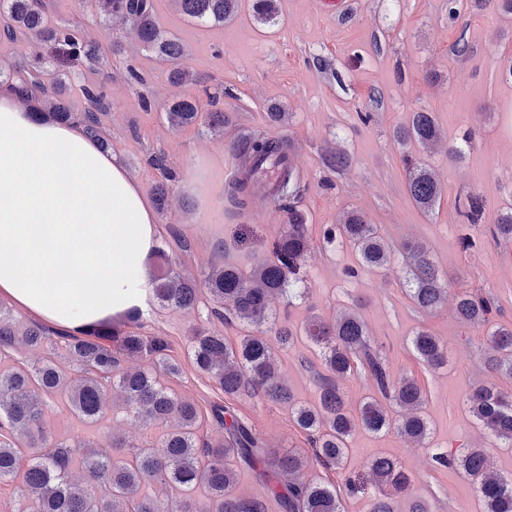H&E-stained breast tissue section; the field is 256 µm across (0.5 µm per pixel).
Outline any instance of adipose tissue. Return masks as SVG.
<instances>
[{
  "label": "adipose tissue",
  "mask_w": 512,
  "mask_h": 512,
  "mask_svg": "<svg viewBox=\"0 0 512 512\" xmlns=\"http://www.w3.org/2000/svg\"><path fill=\"white\" fill-rule=\"evenodd\" d=\"M153 203L124 164L0 85V302L74 333L154 304Z\"/></svg>",
  "instance_id": "ef3b65f1"
}]
</instances>
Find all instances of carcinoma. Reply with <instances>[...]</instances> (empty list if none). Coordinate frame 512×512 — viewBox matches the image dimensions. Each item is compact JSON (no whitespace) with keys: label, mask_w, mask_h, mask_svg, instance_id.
<instances>
[{"label":"carcinoma","mask_w":512,"mask_h":512,"mask_svg":"<svg viewBox=\"0 0 512 512\" xmlns=\"http://www.w3.org/2000/svg\"><path fill=\"white\" fill-rule=\"evenodd\" d=\"M181 12L204 25H219L235 18L240 0H176ZM94 14L105 20L120 15L131 25L133 37L145 48L172 64L167 78L173 85L194 81V75L180 65L184 46L174 34L162 29L155 15L154 0H85ZM52 0H0V38L16 43L32 37L55 46L61 60L94 64L105 60L99 45L69 25L50 22ZM253 16L267 27L280 22L278 0H253ZM71 81L68 72L56 71L51 61L36 57L0 66V83H14L22 100L34 102L44 115L55 120L73 119L65 91ZM88 107L79 123L83 132L107 150L100 116L110 104L96 85L82 86ZM217 94L208 95L209 109L193 97L173 102L165 118L173 128L202 124L211 130L224 129V111L214 107ZM442 131L431 112H413L394 130V140L402 147L417 145L428 150ZM246 171L231 183L227 201L242 211L252 202L251 172L271 156L288 161L269 201L288 214L274 240L270 257L257 262L248 272L224 262L211 267L199 281L180 276L175 260L166 252L153 262V289L161 307L193 310L200 294L213 303L211 313L246 329L236 344L222 334L196 327L188 352L193 368L207 377L234 401L246 396L288 407L291 424L305 434L311 450L281 454L266 446L261 435L228 406H213L214 420L224 437L211 441L203 427L197 405L165 387L155 370L178 376L181 366L171 361L170 341L161 334L144 336L137 331H121L103 323L77 337L64 330H50L27 324L0 310V351L19 346L50 344L61 351L37 363H0V484L19 481L17 512H267L266 498L247 497L238 491V475L247 466L273 499L279 512H344L342 493L353 494L358 485L346 481L341 490L332 483L308 480L304 472L312 465L326 470L341 468L349 455V440L358 429L375 434L395 431L405 440L425 444L430 433L424 413L425 390L417 377H395L379 353L367 325L356 309L342 311L332 323L310 320L302 332L276 330L281 348L291 346L302 335L317 351L323 370L310 361L302 366L314 371V399L299 401L281 376L278 356L267 333L274 325L270 300L293 292L304 282L301 270L311 254V234L305 214L295 205L300 185L289 145L281 139L261 134L243 137L236 144ZM152 165L164 172L153 194L160 211L167 210L171 185L163 155H155ZM408 196L422 212H432L442 199V185L432 168L417 154L404 152ZM350 164L341 150L324 156V165L340 173ZM484 212V200L468 194L460 214L476 225ZM494 240L512 242V208L501 212L489 226ZM323 242L337 241L348 246L357 266L345 268L350 277L358 269L387 270L395 251L378 225L370 224L355 210L346 211L338 223L323 229ZM403 281L407 297L417 307L434 311L448 302L451 280L441 275L430 251L418 240H408L401 248ZM457 318L484 331L483 343L489 351L488 365L501 379L512 382V322L494 319L497 305L493 297L477 291L454 293ZM411 346L419 363L439 369L448 363L440 342L429 331L415 332ZM129 359L142 366L125 368ZM372 382L371 394L359 404L348 403L338 384L358 373ZM119 389L125 413L148 425L175 426L162 433L157 446L139 448L127 455L114 444L115 452L87 451L85 438L51 439L43 430L46 401L64 397L74 414L87 424L104 421L108 388ZM466 406L486 432L490 445L463 448L458 454L432 455L433 466H454L473 484L483 512H512V476L496 475L487 469L488 447H512V389L495 383L479 384L466 397ZM367 481L375 488L369 512H398L397 495L406 492L410 476L396 458L379 454L368 462ZM161 484L165 498L150 494V486Z\"/></svg>","instance_id":"carcinoma-1"}]
</instances>
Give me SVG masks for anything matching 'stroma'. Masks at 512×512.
Segmentation results:
<instances>
[{
    "mask_svg": "<svg viewBox=\"0 0 512 512\" xmlns=\"http://www.w3.org/2000/svg\"><path fill=\"white\" fill-rule=\"evenodd\" d=\"M350 2L348 10L329 15L319 0H280L282 27L264 31L246 2L234 20L206 27L185 17L175 0H154L161 27L185 46L182 67L196 77L195 83L175 86L167 80L165 64L133 38L123 18L101 22L80 0H53L55 22L81 24L90 39L111 53L108 65H76L78 77L66 95L72 112L80 113L86 107L81 82L104 84L111 108L102 117L103 131L112 143V154L144 189H152L160 177L149 157L165 154L177 179L168 211L157 216L160 247L173 254L177 272L197 279L223 257L246 268L268 257L271 239L287 221L286 213L277 210L257 185L249 209L228 211L224 188L231 170L241 167L234 141L240 134L254 133L290 143L313 251L300 293L275 297L271 308L279 324L291 328L301 327L312 316L329 321L341 310H359L393 374L411 371L421 379L430 424L422 447L405 443L393 432L376 436L357 430L343 469L313 468L307 478L341 485L362 473L373 456L385 453L399 458L410 473L409 498L427 501L431 512H481L469 481L457 469H437L431 462L432 454L453 453L485 441L465 405L475 384L498 380L488 367L481 331L461 324L452 306L431 313L415 307L400 285V265L382 273L345 276L344 268L355 262L353 255L341 246L325 245L322 231L337 223L342 211L359 210L394 246L408 239L423 242L454 288L493 296L502 319L512 320V243L495 242L485 230L512 205V81L503 77L504 65L512 59V15L502 14L494 0L481 7L474 0H460L453 17L448 0ZM461 37L469 42L470 53L458 58L451 47ZM318 56L330 61L333 75L314 67ZM132 70L140 82L129 80ZM219 87L231 91L219 100L229 118L223 130L170 127L164 112L174 99H202ZM143 95L151 101L150 110L139 104ZM274 105L287 112L284 124H269L267 112ZM419 111L433 113L448 138L425 156L444 189L440 206L430 214L415 208L407 195L402 151L393 139L394 128ZM361 112L372 114L369 124L358 121ZM467 134L472 140L466 144L462 138ZM451 141L462 143L461 158L449 157ZM338 146L351 163L334 174L324 167L323 157ZM470 192L485 202L478 227L464 224L457 211ZM203 196L208 199L204 206L199 203ZM177 230L188 237V251L177 249ZM464 235L473 241L466 251L459 245ZM210 310L204 299L192 312L157 306L140 317L134 329L170 337L171 358L182 372L164 376L163 381L194 400L205 435L216 441L223 432L213 422L210 407L223 402L224 394L193 369L187 357L188 338L194 327L206 323L234 343L241 329L209 320ZM421 328L445 348L448 363L443 368L423 369L413 357L409 341ZM304 358H317L305 340L280 355L281 373L301 401L314 396L312 375L300 365ZM233 408L268 447L282 453L306 447L304 434L289 421L287 407L243 397ZM44 428L57 439L89 436L94 449L103 451L111 450L116 437L145 447L162 433L159 427L126 419L119 409L89 431L58 400L49 401Z\"/></svg>",
    "mask_w": 512,
    "mask_h": 512,
    "instance_id": "stroma-1",
    "label": "stroma"
}]
</instances>
